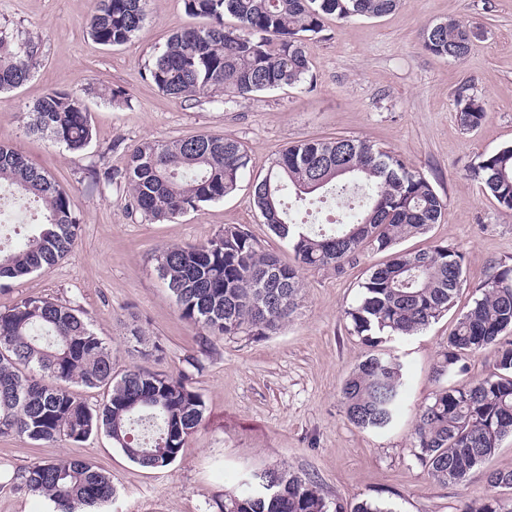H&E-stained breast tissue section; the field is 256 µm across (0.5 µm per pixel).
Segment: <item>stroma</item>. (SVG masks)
<instances>
[{"label": "stroma", "instance_id": "obj_1", "mask_svg": "<svg viewBox=\"0 0 512 512\" xmlns=\"http://www.w3.org/2000/svg\"><path fill=\"white\" fill-rule=\"evenodd\" d=\"M93 7L94 0H0V27L39 47L30 79L0 94V140L67 191L80 224L74 250L59 264L0 286V310L37 296L71 302L109 343L117 370L134 364L187 374L205 411L176 460L160 470L134 464L102 433L42 445L0 437V512H52L47 498L8 481L21 467L64 455L111 475L114 495L98 512H221L225 495L236 493L250 473L281 468L311 480L329 505L345 512L365 500L392 512H460L464 503L485 497L488 472L512 470V437L466 480L444 484L414 456L415 423L439 388L435 369L477 285L498 266L512 265V214L469 175L478 156L512 145V0H401L379 18H330L308 42V85L243 97L218 88L191 100L165 96L148 78L170 34L195 22L184 0H149L141 31L113 47L91 37ZM448 19L485 31L458 60L422 47L424 30ZM107 88L124 90L129 104L110 103L102 95ZM75 89L85 92L94 130L77 153L30 132L26 115L48 92ZM462 91L488 101L477 129L457 123ZM200 133L234 139L250 157L238 190L223 201L152 221L132 211L126 185L101 189L87 177L91 169L122 167L143 140ZM336 136L396 152L444 199L441 223L400 248L442 244L462 254L464 285L452 307L414 335L368 343L345 312L358 302L371 268L390 255L367 252L340 273L300 270L299 306L274 332L203 335L181 318L160 278L159 249L204 241L234 225L260 250L294 264L293 251L255 209L251 185L288 145ZM134 329L144 338L136 351ZM373 353L398 358L405 373L401 407L384 430L356 427L340 398L346 378Z\"/></svg>", "mask_w": 512, "mask_h": 512}]
</instances>
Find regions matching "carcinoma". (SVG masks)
Segmentation results:
<instances>
[{
    "label": "carcinoma",
    "mask_w": 512,
    "mask_h": 512,
    "mask_svg": "<svg viewBox=\"0 0 512 512\" xmlns=\"http://www.w3.org/2000/svg\"><path fill=\"white\" fill-rule=\"evenodd\" d=\"M399 0H184L186 12L205 20L172 33L148 70L156 88L188 98L221 88L244 96L297 86L310 72L307 41L334 16L379 17ZM231 16L233 25L224 22ZM146 0H95L90 34L106 46L137 35ZM484 35L455 19L423 33L422 46L437 57L460 59ZM38 63L28 41L0 28V92L25 82ZM487 102L460 94L456 118L464 130L480 126ZM28 128L70 152L91 142L93 127L82 96L50 92L28 112ZM249 164L235 140L198 134L146 140L107 183H126L130 206L150 219H165L234 193ZM483 190L512 212V145L480 158L473 167ZM369 190L346 224L314 231L296 222L289 201L343 193L350 184ZM20 195L39 212L34 233L16 250L0 249V281L21 279L52 267L76 246L79 224L68 193L0 140V193ZM253 203L272 234L295 254L286 265L259 250L251 236L229 225L204 242L172 245L156 255L182 318L213 336L246 329L264 335L288 321L299 306L301 267H331L364 251L385 252L426 233L441 221L444 201L430 181L395 152L354 137L309 139L284 148L266 176L253 185ZM464 282L462 255L446 245L396 251L362 283L356 306L346 311L354 331L370 340L381 334L409 336L448 310ZM480 296L457 321L436 369L448 376L463 355L497 346L494 371L472 383L443 386L417 414V458L431 477L459 482L512 436V267L502 266L478 286ZM105 386L106 400L90 406L70 388ZM404 385L402 365L371 355L342 388L347 418L360 428L381 429L393 420ZM202 396L179 374L151 373L133 365L114 371L112 348L71 303L31 297L0 311V437L34 444L61 438L80 442L103 432L132 462L161 469L175 461L185 437L198 425ZM490 490L512 489V470L489 474ZM13 487L47 497L53 512H80L109 501L112 479L93 463L60 457L14 473ZM224 512H328L312 481L286 469L255 473L224 499ZM461 512H512L490 493Z\"/></svg>",
    "instance_id": "cac0c4a2"
}]
</instances>
